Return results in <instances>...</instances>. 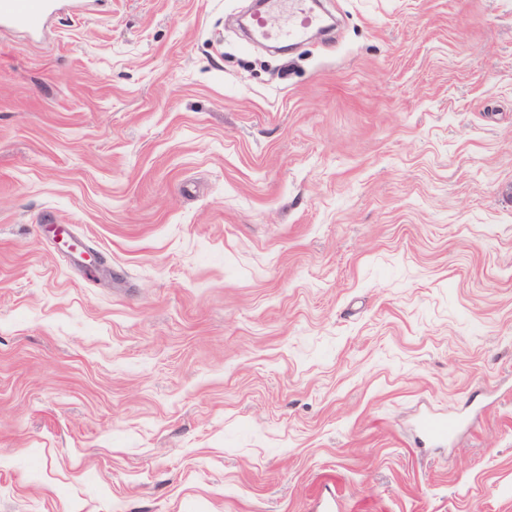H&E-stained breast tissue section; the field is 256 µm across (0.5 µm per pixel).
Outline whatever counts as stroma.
<instances>
[{"instance_id":"stroma-1","label":"stroma","mask_w":512,"mask_h":512,"mask_svg":"<svg viewBox=\"0 0 512 512\" xmlns=\"http://www.w3.org/2000/svg\"><path fill=\"white\" fill-rule=\"evenodd\" d=\"M251 4L0 29V512H512V0ZM311 3L307 0H289L288 9L291 11L292 20L287 28L277 31L276 38L295 41L301 38L310 27L319 23L320 17L310 7Z\"/></svg>"}]
</instances>
